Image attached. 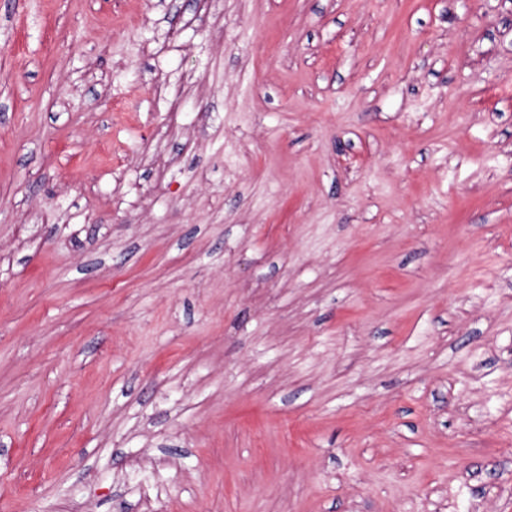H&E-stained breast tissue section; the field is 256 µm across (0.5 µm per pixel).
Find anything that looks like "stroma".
I'll use <instances>...</instances> for the list:
<instances>
[{
	"mask_svg": "<svg viewBox=\"0 0 512 512\" xmlns=\"http://www.w3.org/2000/svg\"><path fill=\"white\" fill-rule=\"evenodd\" d=\"M512 512V0H0V512Z\"/></svg>",
	"mask_w": 512,
	"mask_h": 512,
	"instance_id": "35a3bbf8",
	"label": "stroma"
}]
</instances>
